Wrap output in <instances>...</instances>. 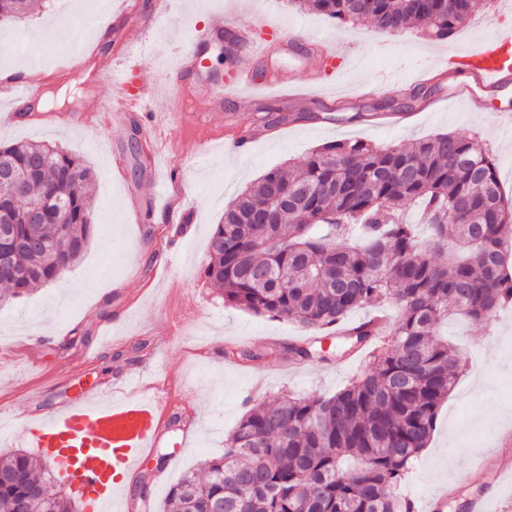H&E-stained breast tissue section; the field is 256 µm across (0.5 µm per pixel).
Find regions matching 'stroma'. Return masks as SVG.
I'll list each match as a JSON object with an SVG mask.
<instances>
[{
  "label": "stroma",
  "instance_id": "obj_1",
  "mask_svg": "<svg viewBox=\"0 0 512 512\" xmlns=\"http://www.w3.org/2000/svg\"><path fill=\"white\" fill-rule=\"evenodd\" d=\"M240 26L266 20L267 40L295 36L296 51L273 55L269 64L252 62L256 76L273 67L296 81L309 74L317 102L306 119L264 132L247 152L233 139L253 126L264 108H281L276 95L253 99L248 88L233 87L243 55L226 39L205 49L203 77L223 87L224 109L194 115L174 112L178 90L172 72L179 48L214 14ZM101 15L95 0H46L39 12L0 23V71L38 53L43 89L69 97L66 106L46 107L30 120H13L8 96H0V145L47 142L85 161L95 173L90 191L93 239L63 281L0 305V416L16 425L0 455L17 452L24 423L75 404L89 389L118 386L128 375L162 385L177 381V411L193 414L189 431L168 427L158 448L147 453L133 474L126 512H164L170 488L185 472L224 452V441L252 406L267 397L330 395L343 388L366 363L365 356L297 362L289 345L307 342L304 329L286 319L257 316L225 304L206 278L210 234L236 193L268 169L301 159L327 143L365 139L410 145L441 132L479 136L490 149L502 189L512 197V127L499 124L497 111L512 110V92L493 97L487 112L466 111L459 103L415 113L411 122L389 125L358 118L360 107L388 98L403 99L416 87L426 61L455 63L473 45L512 32V0H476L469 24L450 41H432L415 30L389 33L371 24L352 26L300 10L290 0H173L166 22L156 30L107 27L106 39L85 47L86 27ZM333 43L336 59L321 65L315 41ZM80 55L121 78L137 61L152 82L149 105L139 119L108 121L92 128L76 121L91 98L110 96L111 87L82 85L76 74H59L54 59ZM162 123L164 141L142 164L133 147L135 121ZM121 171H114L113 157ZM156 177L159 209L146 223H132L128 202ZM187 215L193 231L171 235L164 207ZM51 323L54 337L37 334L36 323ZM441 332L458 347L463 369L438 413L433 437L406 474L401 492L415 503L454 487L447 512H469L472 498L488 490L496 496L489 512H512V478L494 483L492 467L467 470V462L499 451L512 459V445L497 436L512 430V305L489 323L452 319ZM261 352L257 361L227 359V348Z\"/></svg>",
  "mask_w": 512,
  "mask_h": 512
}]
</instances>
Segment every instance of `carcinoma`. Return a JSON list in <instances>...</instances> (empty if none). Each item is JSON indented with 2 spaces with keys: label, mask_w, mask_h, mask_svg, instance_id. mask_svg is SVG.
Listing matches in <instances>:
<instances>
[{
  "label": "carcinoma",
  "mask_w": 512,
  "mask_h": 512,
  "mask_svg": "<svg viewBox=\"0 0 512 512\" xmlns=\"http://www.w3.org/2000/svg\"><path fill=\"white\" fill-rule=\"evenodd\" d=\"M341 23L369 21L382 31L415 28L447 41L468 22L472 0H292ZM37 0H0V22L21 19ZM25 189L0 183V209L13 224L16 275L0 277L11 298L63 278L54 255L74 265L93 236L91 168L58 147L24 142L0 147ZM66 203L65 218L30 207ZM421 207L432 236L418 240L400 221ZM512 230L495 159L475 136L438 134L408 147L362 139L336 141L288 167L268 170L224 210L208 245L205 273L232 306L287 318L312 335L336 334L368 362L336 393L279 395L260 402L225 440L224 455L186 473L168 494V512H413L402 478L428 447L438 412L461 368L459 353L438 334L454 313L488 322L512 303V261L503 236ZM30 240L42 248L26 246ZM443 254L444 261L434 256ZM371 303L396 318L374 344L377 323L349 321ZM294 357L323 361L314 343ZM0 512H71L50 492L40 464L18 452L0 456Z\"/></svg>",
  "instance_id": "1"
}]
</instances>
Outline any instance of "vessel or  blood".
<instances>
[{
	"instance_id": "1",
	"label": "vessel or blood",
	"mask_w": 512,
	"mask_h": 512,
	"mask_svg": "<svg viewBox=\"0 0 512 512\" xmlns=\"http://www.w3.org/2000/svg\"><path fill=\"white\" fill-rule=\"evenodd\" d=\"M226 29L248 48L251 57H267L268 47L256 38L254 29L238 28L220 18L214 20L210 28L197 31L180 51L181 64L174 75L179 84L187 85L189 93L177 96L176 109H185L193 101L202 111H223L222 93L204 84L188 83L187 71L189 65L199 64L202 49L214 33ZM460 64L461 75L448 78V96L461 101L467 111H481L489 97L512 90V35L502 33L485 40L461 57ZM96 80L111 85L112 94L81 113L82 124L97 125L109 111H143L149 90L137 67H129L119 80L105 68L97 72ZM264 84L284 87L285 101L299 109L312 98L311 93L288 89L287 76L277 72L265 77ZM11 89L12 101L18 106L34 101L42 87L26 79L13 82ZM172 411L168 395L142 388L130 394L91 390L77 404L39 418L25 430L22 442L24 447L43 449L62 481L79 484L89 512H111L121 496V473L138 469L146 449L158 447Z\"/></svg>"
}]
</instances>
